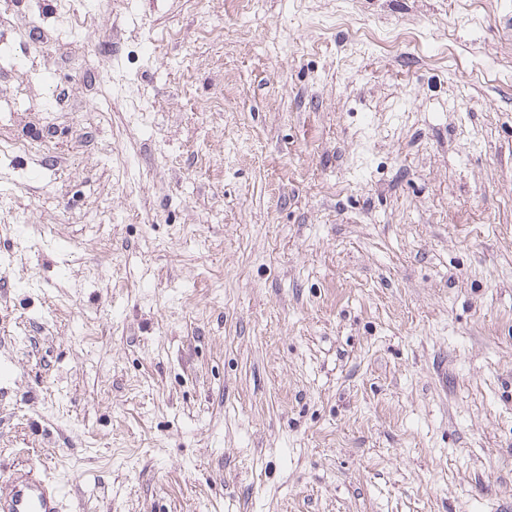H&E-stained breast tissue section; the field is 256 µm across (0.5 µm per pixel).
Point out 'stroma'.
Listing matches in <instances>:
<instances>
[{"label": "stroma", "instance_id": "35a3bbf8", "mask_svg": "<svg viewBox=\"0 0 512 512\" xmlns=\"http://www.w3.org/2000/svg\"><path fill=\"white\" fill-rule=\"evenodd\" d=\"M512 0H0V491L512 512Z\"/></svg>", "mask_w": 512, "mask_h": 512}]
</instances>
